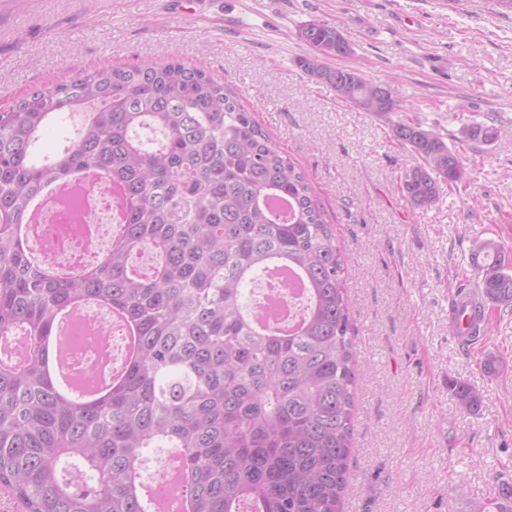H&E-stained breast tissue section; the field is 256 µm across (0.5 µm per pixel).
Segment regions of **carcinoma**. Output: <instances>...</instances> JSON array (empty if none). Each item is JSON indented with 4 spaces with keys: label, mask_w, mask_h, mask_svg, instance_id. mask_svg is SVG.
Listing matches in <instances>:
<instances>
[{
    "label": "carcinoma",
    "mask_w": 512,
    "mask_h": 512,
    "mask_svg": "<svg viewBox=\"0 0 512 512\" xmlns=\"http://www.w3.org/2000/svg\"><path fill=\"white\" fill-rule=\"evenodd\" d=\"M299 38L309 80L362 112L405 111L395 84L330 64L352 52L340 26L312 21ZM66 112L81 127L39 157L42 130ZM462 132L498 136L492 123ZM392 135L413 159L398 179L410 207L459 188L465 155L439 132L400 118ZM79 171L124 190L123 229L90 266L54 275L16 229L45 186ZM470 259L477 294L512 305V250L484 240ZM275 268L307 296L288 333L245 305ZM93 306L122 312L137 353L108 393L82 401L57 390L43 344L70 350ZM16 333L19 359L0 357V486L25 512H151L164 476L150 485L143 471L170 450L181 454L180 512H339L356 407L341 248L304 174L203 70L176 58L110 66L0 112V336ZM454 391L460 409L478 410L476 390ZM474 512H512V485Z\"/></svg>",
    "instance_id": "carcinoma-1"
}]
</instances>
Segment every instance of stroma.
<instances>
[{
	"mask_svg": "<svg viewBox=\"0 0 512 512\" xmlns=\"http://www.w3.org/2000/svg\"><path fill=\"white\" fill-rule=\"evenodd\" d=\"M312 20L342 25L353 52L340 65L396 80L407 118L447 143L495 118L494 142L465 145L459 190L405 204L397 175L409 157L389 118L297 66ZM173 54L254 113L344 250L360 363L341 512H471L512 483V306L488 304L483 337L451 334L458 286L481 278L474 244L512 249V11L498 0H0V112L77 74ZM459 382L480 393L478 413L459 409Z\"/></svg>",
	"mask_w": 512,
	"mask_h": 512,
	"instance_id": "stroma-1",
	"label": "stroma"
}]
</instances>
